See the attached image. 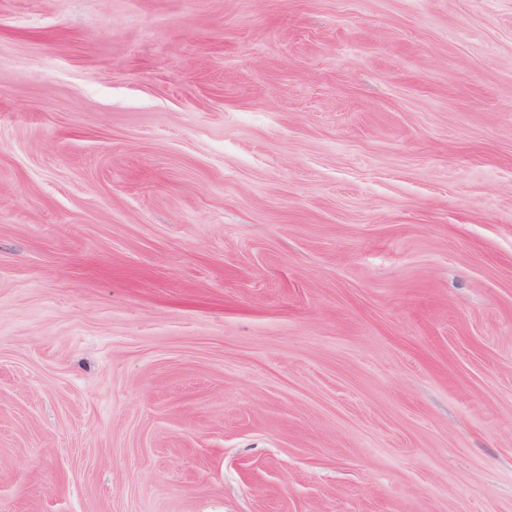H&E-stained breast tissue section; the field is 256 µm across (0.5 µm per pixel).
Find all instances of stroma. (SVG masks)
Wrapping results in <instances>:
<instances>
[{
	"label": "stroma",
	"instance_id": "obj_1",
	"mask_svg": "<svg viewBox=\"0 0 512 512\" xmlns=\"http://www.w3.org/2000/svg\"><path fill=\"white\" fill-rule=\"evenodd\" d=\"M0 512H512V0H0Z\"/></svg>",
	"mask_w": 512,
	"mask_h": 512
}]
</instances>
